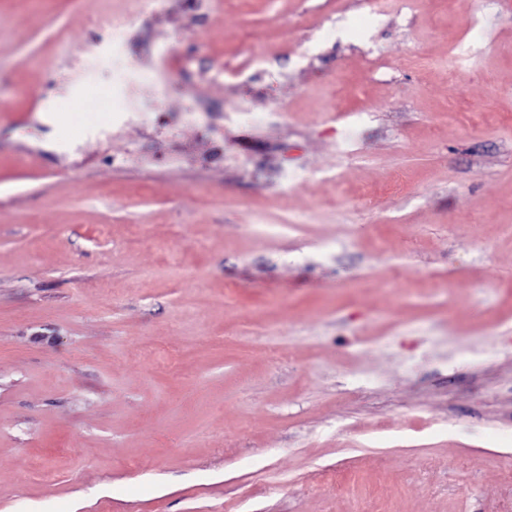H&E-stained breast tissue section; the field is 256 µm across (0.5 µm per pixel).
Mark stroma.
Returning a JSON list of instances; mask_svg holds the SVG:
<instances>
[{
    "label": "stroma",
    "mask_w": 512,
    "mask_h": 512,
    "mask_svg": "<svg viewBox=\"0 0 512 512\" xmlns=\"http://www.w3.org/2000/svg\"><path fill=\"white\" fill-rule=\"evenodd\" d=\"M378 2L0 0V512H512V0Z\"/></svg>",
    "instance_id": "35a3bbf8"
}]
</instances>
